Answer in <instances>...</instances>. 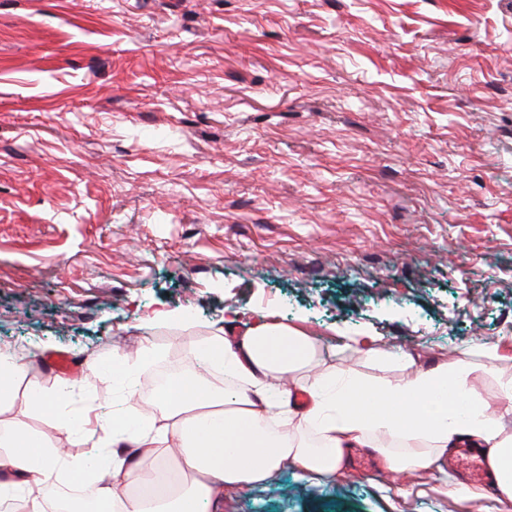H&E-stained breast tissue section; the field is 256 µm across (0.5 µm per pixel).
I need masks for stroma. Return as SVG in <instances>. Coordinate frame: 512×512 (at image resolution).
<instances>
[{"instance_id": "obj_1", "label": "stroma", "mask_w": 512, "mask_h": 512, "mask_svg": "<svg viewBox=\"0 0 512 512\" xmlns=\"http://www.w3.org/2000/svg\"><path fill=\"white\" fill-rule=\"evenodd\" d=\"M230 305L365 378L468 343L512 375V0H0V346L50 387V353L145 340L191 371ZM123 398L103 372L62 402ZM405 476L353 448L321 483L288 467L208 512L498 497L443 460Z\"/></svg>"}]
</instances>
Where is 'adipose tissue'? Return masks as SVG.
<instances>
[{"label": "adipose tissue", "instance_id": "adipose-tissue-1", "mask_svg": "<svg viewBox=\"0 0 512 512\" xmlns=\"http://www.w3.org/2000/svg\"><path fill=\"white\" fill-rule=\"evenodd\" d=\"M200 355L223 368L229 385L198 375L170 380L157 399L167 422L137 421L138 399L119 415L66 416L59 390L31 374L23 358L0 351V512H64L46 491L68 477L91 484V512H201L225 491L271 481L285 466L319 481L344 464L348 449L368 448L386 467L427 470L463 443L484 449L498 495L512 501V376L489 400L470 387V360L417 368L405 376L362 380L353 369L322 367V350L299 326L253 308L213 327ZM75 442L102 453L88 475L80 458H62L38 433L4 414L17 398Z\"/></svg>", "mask_w": 512, "mask_h": 512}]
</instances>
